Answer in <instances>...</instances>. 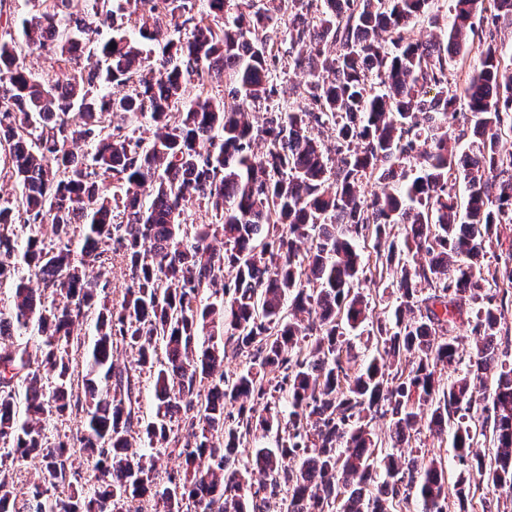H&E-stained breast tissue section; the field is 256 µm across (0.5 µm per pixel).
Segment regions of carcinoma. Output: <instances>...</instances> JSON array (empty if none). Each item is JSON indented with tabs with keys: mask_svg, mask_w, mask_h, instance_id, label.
<instances>
[{
	"mask_svg": "<svg viewBox=\"0 0 512 512\" xmlns=\"http://www.w3.org/2000/svg\"><path fill=\"white\" fill-rule=\"evenodd\" d=\"M37 2L0 34V179L15 185L0 196V512H448L450 485L470 512L476 497L487 508L480 489L512 491V266L482 264L512 224V152L498 149L512 46L497 40L512 0L490 13L450 0L428 43L408 32L430 0H126L131 33L114 26L115 0ZM285 4L306 104L258 114L277 94L269 30ZM26 48L90 63L46 80ZM473 49L463 91H448V62ZM193 81L231 101L187 95ZM469 134L476 152L458 151ZM370 180L384 189L365 193ZM194 204L217 223L182 228ZM368 244L398 293L384 320L358 288ZM465 313L476 355L444 383ZM358 329L375 345L361 362ZM120 349L135 354L123 366ZM229 357L245 358L231 376ZM489 374L491 457L472 414ZM71 419L74 437L50 433ZM424 421L452 434L453 475L410 448ZM260 429L273 445L247 444ZM174 453L185 467L162 482ZM31 456L44 466L20 492L10 464Z\"/></svg>",
	"mask_w": 512,
	"mask_h": 512,
	"instance_id": "carcinoma-1",
	"label": "carcinoma"
}]
</instances>
